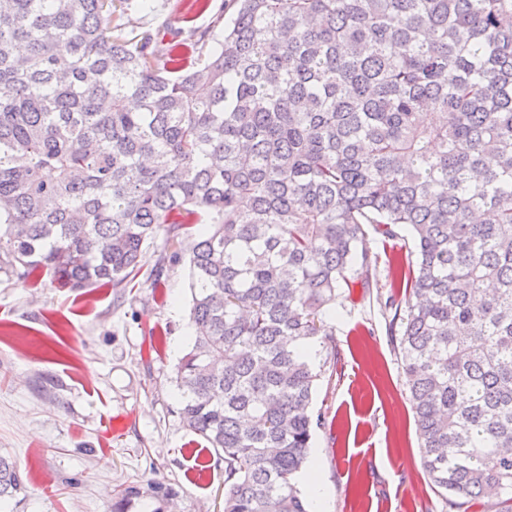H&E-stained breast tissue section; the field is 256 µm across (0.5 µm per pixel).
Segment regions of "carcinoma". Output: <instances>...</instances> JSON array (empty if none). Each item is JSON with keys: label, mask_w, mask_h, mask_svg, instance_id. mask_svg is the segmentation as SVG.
Masks as SVG:
<instances>
[{"label": "carcinoma", "mask_w": 512, "mask_h": 512, "mask_svg": "<svg viewBox=\"0 0 512 512\" xmlns=\"http://www.w3.org/2000/svg\"><path fill=\"white\" fill-rule=\"evenodd\" d=\"M125 0H0V262L122 285L164 225L189 253L183 424L224 512H310L294 478L325 318L406 228L385 303L448 512H512V0H231L166 58ZM321 348H315V343ZM25 489L0 455V502Z\"/></svg>", "instance_id": "obj_1"}]
</instances>
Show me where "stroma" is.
Instances as JSON below:
<instances>
[{"label": "stroma", "instance_id": "1", "mask_svg": "<svg viewBox=\"0 0 512 512\" xmlns=\"http://www.w3.org/2000/svg\"><path fill=\"white\" fill-rule=\"evenodd\" d=\"M129 0L123 16L152 49L214 25L222 0ZM192 224L159 232L139 273L120 287L70 288L0 268V454L16 462L25 490L0 512H223L224 461L178 415L177 365L188 352V250ZM353 285L327 324L336 343L313 392L325 417L310 467L321 512H444L420 462V439L402 359L377 295ZM174 491L157 502L146 489ZM140 488L122 503L120 492Z\"/></svg>", "mask_w": 512, "mask_h": 512}]
</instances>
